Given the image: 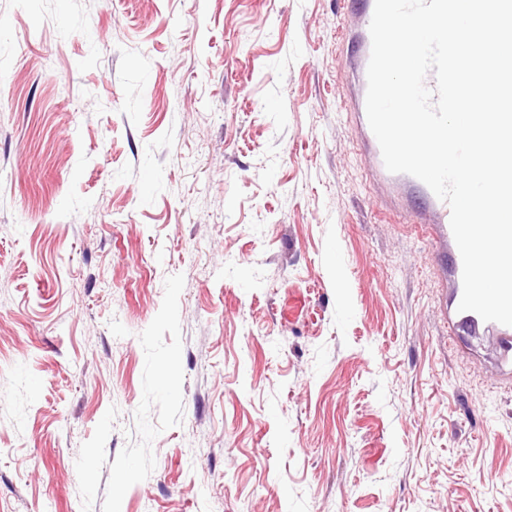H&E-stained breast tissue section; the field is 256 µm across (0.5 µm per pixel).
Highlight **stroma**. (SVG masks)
<instances>
[{
  "instance_id": "stroma-1",
  "label": "stroma",
  "mask_w": 512,
  "mask_h": 512,
  "mask_svg": "<svg viewBox=\"0 0 512 512\" xmlns=\"http://www.w3.org/2000/svg\"><path fill=\"white\" fill-rule=\"evenodd\" d=\"M348 0H0V512H512V360L374 172Z\"/></svg>"
}]
</instances>
